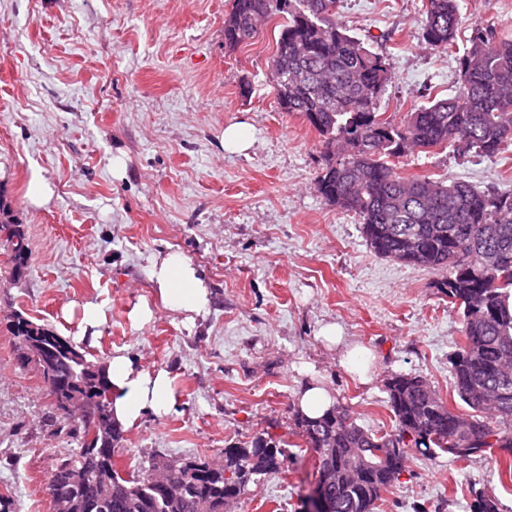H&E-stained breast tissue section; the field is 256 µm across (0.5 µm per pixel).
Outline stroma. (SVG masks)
Returning a JSON list of instances; mask_svg holds the SVG:
<instances>
[{
    "instance_id": "35a3bbf8",
    "label": "stroma",
    "mask_w": 512,
    "mask_h": 512,
    "mask_svg": "<svg viewBox=\"0 0 512 512\" xmlns=\"http://www.w3.org/2000/svg\"><path fill=\"white\" fill-rule=\"evenodd\" d=\"M423 0H341L349 35L389 63L378 109L397 120L459 82L475 26L512 36V0H458L462 27L442 51L422 38ZM230 0H0V209L25 233L16 266L0 240V493L8 512H50L45 488L77 442L57 421L45 385L17 358L19 312L77 338L63 311L93 302L105 321L86 347L167 370L175 402L125 429V471L152 455L220 457L262 436L285 456L228 512H302L316 455L293 415L311 377L364 428L393 426L385 391L395 373L424 377L448 406L450 359L461 341L454 304L435 272L377 257L359 219L325 204L312 181L325 164L316 131L278 108L270 74L282 17L249 43L224 47ZM252 145L225 151V127ZM403 173L512 192V159L463 148L402 158ZM53 187L29 206L33 175ZM175 250L203 273L208 312L194 324L154 294L152 256ZM151 322L130 318L141 302ZM335 325L339 344L320 331ZM512 512V480L490 456L409 453L375 512H473L477 496Z\"/></svg>"
}]
</instances>
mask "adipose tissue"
<instances>
[{
	"label": "adipose tissue",
	"mask_w": 512,
	"mask_h": 512,
	"mask_svg": "<svg viewBox=\"0 0 512 512\" xmlns=\"http://www.w3.org/2000/svg\"><path fill=\"white\" fill-rule=\"evenodd\" d=\"M150 281L161 304L186 321H194L210 306V290L201 271L179 252L154 257ZM108 375L112 415L122 426H133L146 410L167 412L175 401L173 379L166 370L148 372L125 356L116 355L109 364Z\"/></svg>",
	"instance_id": "adipose-tissue-1"
}]
</instances>
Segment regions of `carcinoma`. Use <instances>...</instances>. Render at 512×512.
I'll list each match as a JSON object with an SVG mask.
<instances>
[{
	"label": "carcinoma",
	"mask_w": 512,
	"mask_h": 512,
	"mask_svg": "<svg viewBox=\"0 0 512 512\" xmlns=\"http://www.w3.org/2000/svg\"><path fill=\"white\" fill-rule=\"evenodd\" d=\"M339 0H231L224 19V47L250 42L276 15L285 23L271 60L278 108L296 113L321 137L324 167L314 179L329 206L359 217L367 246L378 257L441 274L438 293L457 305L462 342L451 361L454 390L472 409L454 412L421 376L387 379L394 418L390 433L359 425L343 406L311 418L296 411L294 425L315 450L325 512H374L384 492L399 481L409 451L433 457H495L512 480V193L478 191L461 180L428 174L405 177L395 160L414 150L463 146L496 158L512 146V37L475 27L460 59L457 89L427 102L396 123L377 111L390 84L383 55L347 34L336 18ZM419 22L426 43L446 50L462 24L456 0H423ZM21 265L29 243L5 220L0 234ZM23 362L38 344L56 351L37 364L49 397L57 376L94 404L90 418L74 421L79 447L53 470L46 491L67 498L70 512H224V499L242 496L256 477L284 470V454L262 438L224 449V466L186 458L173 479L180 492L161 496L154 471L165 455L152 457L138 474L123 475L115 453L123 439L112 419L108 363L87 359L83 346L20 313L10 324ZM86 473L70 483L72 467Z\"/></svg>",
	"instance_id": "1"
}]
</instances>
